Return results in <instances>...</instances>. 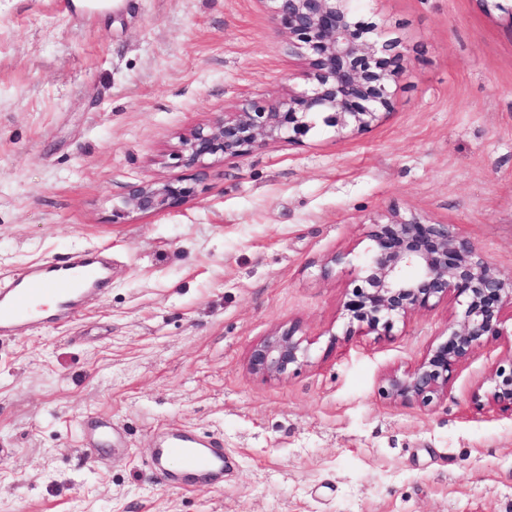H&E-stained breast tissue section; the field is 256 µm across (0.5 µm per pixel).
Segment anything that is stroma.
I'll return each instance as SVG.
<instances>
[{
  "mask_svg": "<svg viewBox=\"0 0 512 512\" xmlns=\"http://www.w3.org/2000/svg\"><path fill=\"white\" fill-rule=\"evenodd\" d=\"M0 0V286L89 248L110 284L76 316L0 339V512H512V415L489 406L512 338L447 394L390 400L460 320L455 300L347 336L340 306L388 212L453 225L512 276V15L494 0H369L407 49L392 112L181 166L182 137L300 88L262 0ZM191 186L115 216L130 186ZM346 260L324 267L336 253ZM294 326L288 377L253 344ZM104 419L124 444L90 454ZM224 439L220 481L157 480V435ZM296 333L294 326L280 327L255 343L247 355L248 370L267 378L288 377L308 357V348Z\"/></svg>",
  "mask_w": 512,
  "mask_h": 512,
  "instance_id": "obj_1",
  "label": "stroma"
}]
</instances>
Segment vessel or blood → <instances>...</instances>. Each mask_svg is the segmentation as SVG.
Returning a JSON list of instances; mask_svg holds the SVG:
<instances>
[{
	"instance_id": "obj_1",
	"label": "vessel or blood",
	"mask_w": 512,
	"mask_h": 512,
	"mask_svg": "<svg viewBox=\"0 0 512 512\" xmlns=\"http://www.w3.org/2000/svg\"><path fill=\"white\" fill-rule=\"evenodd\" d=\"M105 265L95 251L57 263H48L30 271L27 276L12 280L0 289V335H8L21 326H38L48 319L43 297H51L59 312L71 311L81 299L99 294ZM158 479L167 473L161 460H178L187 480L220 474L224 469V452L214 437L175 430L154 448Z\"/></svg>"
}]
</instances>
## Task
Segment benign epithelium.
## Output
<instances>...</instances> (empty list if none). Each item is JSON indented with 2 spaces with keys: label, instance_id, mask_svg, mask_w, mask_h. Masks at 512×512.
Segmentation results:
<instances>
[{
  "label": "benign epithelium",
  "instance_id": "obj_1",
  "mask_svg": "<svg viewBox=\"0 0 512 512\" xmlns=\"http://www.w3.org/2000/svg\"><path fill=\"white\" fill-rule=\"evenodd\" d=\"M288 34L289 52L303 63L305 87L273 103L250 101L182 141L177 159L198 168L209 156H241L266 140L300 142L321 127L341 134L372 128L393 108L394 86L406 51L386 28L362 18L355 0H261ZM175 182L131 187L126 204L155 214L190 197ZM371 245L361 260L359 284L345 294L344 335L358 328L384 336L394 322L452 297L462 318L446 338L412 369L386 378L382 394L424 405L448 391L457 367L488 340L505 335L512 313V277H503L472 241L450 224H432L415 214L391 213L373 223ZM294 326L280 327L255 343L247 368L267 378H285L308 357ZM487 400L512 413V361L489 378Z\"/></svg>",
  "mask_w": 512,
  "mask_h": 512
}]
</instances>
